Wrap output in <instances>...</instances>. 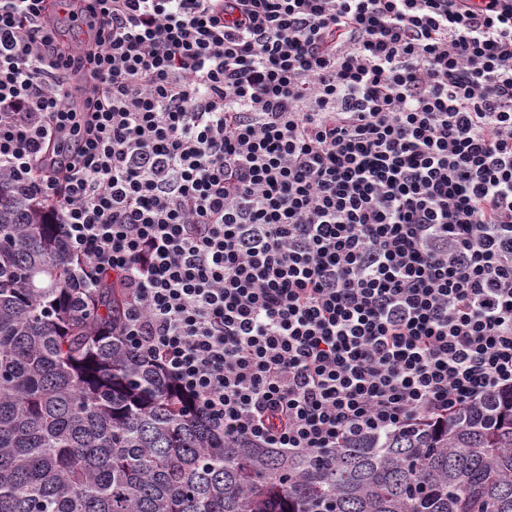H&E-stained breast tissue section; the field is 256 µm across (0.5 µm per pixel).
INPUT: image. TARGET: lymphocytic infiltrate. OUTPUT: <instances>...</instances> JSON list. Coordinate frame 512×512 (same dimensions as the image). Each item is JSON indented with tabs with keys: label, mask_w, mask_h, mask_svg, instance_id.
<instances>
[{
	"label": "lymphocytic infiltrate",
	"mask_w": 512,
	"mask_h": 512,
	"mask_svg": "<svg viewBox=\"0 0 512 512\" xmlns=\"http://www.w3.org/2000/svg\"><path fill=\"white\" fill-rule=\"evenodd\" d=\"M45 2L0 0V175L216 429L325 454L512 390V0Z\"/></svg>",
	"instance_id": "lymphocytic-infiltrate-1"
}]
</instances>
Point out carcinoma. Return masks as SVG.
Instances as JSON below:
<instances>
[{
    "mask_svg": "<svg viewBox=\"0 0 512 512\" xmlns=\"http://www.w3.org/2000/svg\"><path fill=\"white\" fill-rule=\"evenodd\" d=\"M82 265L0 177V512H512V395L330 455L250 445L127 345Z\"/></svg>",
    "mask_w": 512,
    "mask_h": 512,
    "instance_id": "cac0c4a2",
    "label": "carcinoma"
}]
</instances>
